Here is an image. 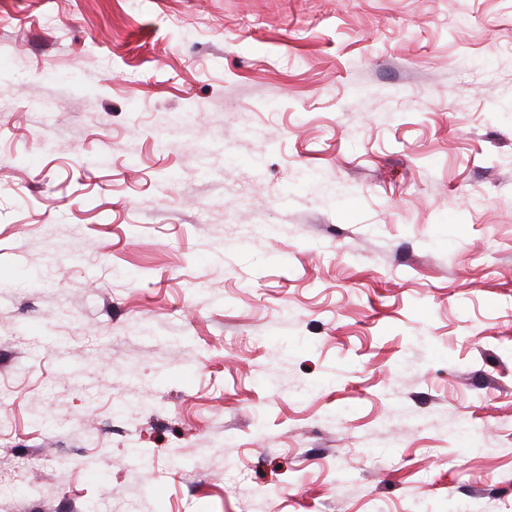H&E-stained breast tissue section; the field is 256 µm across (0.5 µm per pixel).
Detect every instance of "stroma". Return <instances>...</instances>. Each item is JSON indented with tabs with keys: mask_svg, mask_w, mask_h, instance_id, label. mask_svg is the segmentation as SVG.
<instances>
[{
	"mask_svg": "<svg viewBox=\"0 0 512 512\" xmlns=\"http://www.w3.org/2000/svg\"><path fill=\"white\" fill-rule=\"evenodd\" d=\"M1 98L0 504L512 512V0H0Z\"/></svg>",
	"mask_w": 512,
	"mask_h": 512,
	"instance_id": "stroma-1",
	"label": "stroma"
}]
</instances>
